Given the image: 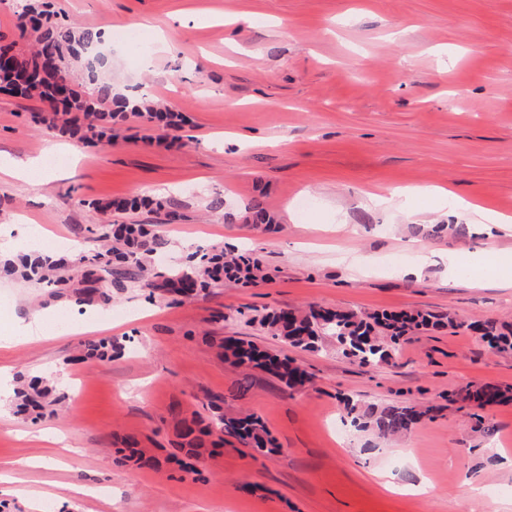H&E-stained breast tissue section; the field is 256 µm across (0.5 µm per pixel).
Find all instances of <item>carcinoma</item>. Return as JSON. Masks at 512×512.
I'll list each match as a JSON object with an SVG mask.
<instances>
[{"label":"carcinoma","instance_id":"cac0c4a2","mask_svg":"<svg viewBox=\"0 0 512 512\" xmlns=\"http://www.w3.org/2000/svg\"><path fill=\"white\" fill-rule=\"evenodd\" d=\"M18 37L35 34V46L29 51L16 49V41L0 43V90L21 98H37L46 105L39 122L47 129L66 135L79 143L91 141L112 143L119 136L125 123L139 120L151 128L158 126L167 131L171 140L178 141L186 122L181 112H172L153 103L148 97H126L113 92L112 84L101 81L96 71L97 45L101 42L96 31L72 24L58 17L51 10L48 0H19ZM79 69L83 81L91 85L84 88L71 67ZM155 206L162 210L161 200L131 198L92 200L88 207L98 215L113 211L136 210L142 206ZM244 222L264 226L269 230L275 225L262 201L253 199L244 206ZM92 233L100 242V250L83 261L79 272L89 283H99V288H87L82 301L99 298L111 301L106 277L120 286L128 281L140 284L149 295L189 298L209 288L226 282L257 284L266 278L259 261L245 254H226L224 248L197 251L188 264L171 270L159 280L148 272V260L166 250L168 242L158 233L150 232L142 224H95ZM63 258L49 261L32 250L19 260L12 258L0 262V272L6 276H19L28 281L62 283L58 272L64 270ZM271 336L289 346L303 351H317L328 337L336 339L342 355L361 365H380L389 362L398 350L400 340L410 332L438 328L445 325L443 317L431 312L359 314L353 311L328 310L311 306L296 313L272 309L260 319ZM474 329L496 353H512V325L487 320ZM221 348L239 366L260 368L278 378L286 386L295 388L309 380L305 370L287 358L263 350L251 341L227 338ZM117 346L112 340L101 339L84 345L83 359L109 360ZM51 388L38 378L18 377L15 392L17 409L38 415L48 404ZM459 397L474 402L480 408L512 400V388L484 384L463 390ZM345 416L357 428L372 429L381 437H396L412 430L415 424L427 417L429 411L400 402L384 407L368 405L364 408L350 397H340ZM182 447L188 458H198L203 447V437L218 435L212 441L215 448L224 446V437L238 439L253 451L268 455L275 451L273 440L264 421L255 415L237 416L219 413L204 425L195 418L178 422ZM129 454L116 459L119 464L135 459L142 466L152 467L155 460L139 449V441L127 436L124 441Z\"/></svg>","mask_w":512,"mask_h":512}]
</instances>
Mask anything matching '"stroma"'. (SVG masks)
Wrapping results in <instances>:
<instances>
[{
	"mask_svg": "<svg viewBox=\"0 0 512 512\" xmlns=\"http://www.w3.org/2000/svg\"><path fill=\"white\" fill-rule=\"evenodd\" d=\"M51 2L68 22L108 34L115 92L161 99L187 122L181 144L130 123L112 144L73 147L51 169L54 135L33 120L43 103L0 92V158L38 160L41 182L0 174V252H22L38 234L92 255L88 201L149 195L174 203L177 220L142 209L112 221L164 236L157 272L222 243L255 253L271 278L190 299L130 283L109 303L81 304L80 277L61 292L0 274V333L35 315L46 334L0 349V366L63 396L40 418L0 406V472L13 476L0 483V512H512V402L480 409L451 398L468 385L512 386V355L470 328L512 321V287L474 285L467 266L489 247L512 256V232L487 233L475 214L512 217V0ZM177 10L187 23L167 35L179 51L159 53L153 29ZM143 18L153 27L137 42L117 38ZM397 188L413 192L416 221ZM217 198L223 208H212ZM254 198L277 231L244 223ZM414 241L434 261L409 276ZM451 252L465 261L453 273ZM307 305L428 310L455 325L413 334L389 363L364 366L331 342L294 349L258 323L268 309ZM227 337L288 356L309 382L291 389L235 365L219 347ZM104 338L121 354L77 361L84 343ZM341 394L430 415L384 439L343 425ZM217 402L261 417L276 453L256 457L228 437L186 469L177 423L211 420ZM37 430L70 443L62 461L52 444L17 437ZM129 435L158 467L116 463ZM36 458L42 467H30Z\"/></svg>",
	"mask_w": 512,
	"mask_h": 512,
	"instance_id": "obj_1",
	"label": "stroma"
}]
</instances>
